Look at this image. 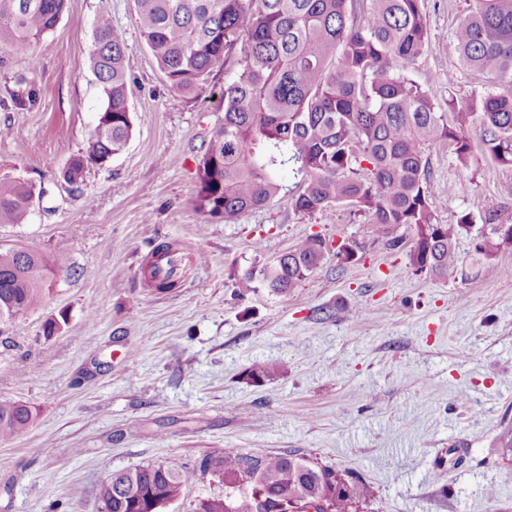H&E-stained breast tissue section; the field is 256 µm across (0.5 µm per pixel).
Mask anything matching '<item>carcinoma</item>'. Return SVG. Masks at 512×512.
Segmentation results:
<instances>
[{
    "label": "carcinoma",
    "mask_w": 512,
    "mask_h": 512,
    "mask_svg": "<svg viewBox=\"0 0 512 512\" xmlns=\"http://www.w3.org/2000/svg\"><path fill=\"white\" fill-rule=\"evenodd\" d=\"M67 0H0V47L37 65L36 45L61 20ZM139 28L169 86L183 94L203 89L214 71L239 56L224 85V117L198 166L197 206L226 222L286 197L301 212L335 206L368 212L392 232L413 226L410 252L419 271L455 276V244L481 222L475 261L497 256L502 205L488 202L475 217L436 223L426 146H453L464 166L478 152L512 167V0H473L454 33L459 65L500 87L444 112L428 89L401 73L429 39L422 0H137ZM126 45L111 17L94 22L90 68L103 105L87 146L61 171L71 188L88 164L105 165L132 135ZM17 108H32L37 90L7 91ZM289 170L290 187L280 174ZM36 187L0 180V224L26 220ZM318 236L296 243L272 264L234 278L247 296L263 289L286 295L324 259ZM176 249L158 244L144 277L157 292L178 287L179 273L161 271ZM69 268L64 254L35 244L0 249V334L37 309L50 292V275ZM284 366L256 362L244 373L261 384ZM32 407L0 401V439L27 430ZM200 469L224 480V497L199 500L195 512H286L291 501L318 499L315 512H358L368 487L300 453L251 454L228 449L203 458ZM195 472L160 463L112 470L99 487L101 512H162L180 499Z\"/></svg>",
    "instance_id": "cac0c4a2"
}]
</instances>
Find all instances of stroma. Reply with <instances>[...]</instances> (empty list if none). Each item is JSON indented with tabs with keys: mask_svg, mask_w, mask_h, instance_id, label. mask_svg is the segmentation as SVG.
<instances>
[{
	"mask_svg": "<svg viewBox=\"0 0 512 512\" xmlns=\"http://www.w3.org/2000/svg\"><path fill=\"white\" fill-rule=\"evenodd\" d=\"M471 5L424 0L429 40L406 74L443 108L496 90L457 64L454 32ZM102 14L127 45L132 136L72 192L58 175L97 124L89 57ZM36 54L37 67L11 56L0 74V85L39 93L33 108L0 107V179L43 193L24 223L0 224V248L36 241L71 267L0 344V400L37 411L0 441V512H100L108 471L190 467L227 449L304 453L365 483L364 512H512V463L496 441L512 424V247L475 265L477 230L466 229L444 280L411 265L413 227L395 248L345 206L307 214L277 198L230 223L206 215L197 165L237 66L197 96L173 91L135 0H68ZM425 153L438 223L495 199L512 224L511 167L481 157L465 168L439 144ZM311 235L326 241L325 258L290 294L237 296L235 274ZM162 241L185 263L179 288L160 294L142 266ZM345 244L356 250L348 263L336 258ZM257 361L286 371L248 382Z\"/></svg>",
	"mask_w": 512,
	"mask_h": 512,
	"instance_id": "1",
	"label": "stroma"
}]
</instances>
